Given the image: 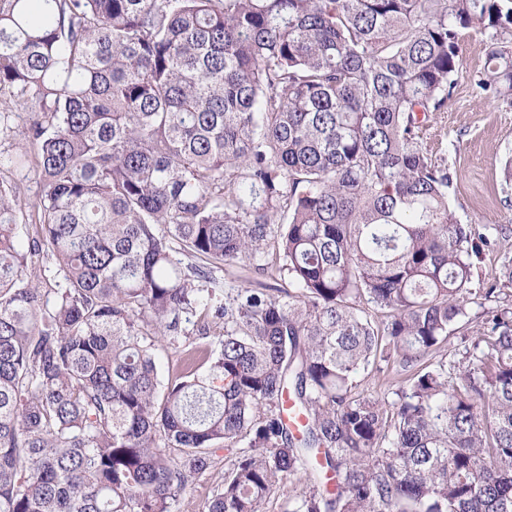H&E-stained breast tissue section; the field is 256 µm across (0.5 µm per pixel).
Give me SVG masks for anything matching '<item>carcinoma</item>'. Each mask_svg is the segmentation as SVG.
Here are the masks:
<instances>
[{
    "label": "carcinoma",
    "instance_id": "1",
    "mask_svg": "<svg viewBox=\"0 0 512 512\" xmlns=\"http://www.w3.org/2000/svg\"><path fill=\"white\" fill-rule=\"evenodd\" d=\"M468 28L512 100V0H0V124L31 101L43 187L24 251L0 178V512H182L221 452L202 512H512V257L476 286L493 227L424 139ZM212 265L288 287L215 305ZM58 268V262L55 257L46 248L40 250L36 254L29 256L28 258V270L26 271L27 278L32 280L33 285L43 288V293L46 292V288H51L49 283H45L43 280L37 281L34 275L39 274L40 269H50L51 273H55ZM41 281V282H40ZM44 300H48L50 303L53 300V295L45 293ZM163 346H159L156 351L157 357L161 362L163 369L161 374V380L167 383L168 379L175 375L178 369L179 353L178 348L167 343H162Z\"/></svg>",
    "mask_w": 512,
    "mask_h": 512
}]
</instances>
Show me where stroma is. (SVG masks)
Returning <instances> with one entry per match:
<instances>
[{"instance_id": "1", "label": "stroma", "mask_w": 512, "mask_h": 512, "mask_svg": "<svg viewBox=\"0 0 512 512\" xmlns=\"http://www.w3.org/2000/svg\"><path fill=\"white\" fill-rule=\"evenodd\" d=\"M463 75L453 91L448 109L432 120L428 136H440L447 144V163L452 175L448 189L451 206L465 224H489L504 228L500 247L484 252L478 271L484 283L499 274V256L512 253V184L504 181V163L512 159V104L477 96L471 76L486 65L485 37L473 29L460 32ZM32 115L25 107L13 112L7 130L0 132V154H27L36 159L38 146L27 135ZM0 177L22 187L23 214L18 231L21 243L35 237L39 226L34 205L41 185L28 171L1 169Z\"/></svg>"}]
</instances>
